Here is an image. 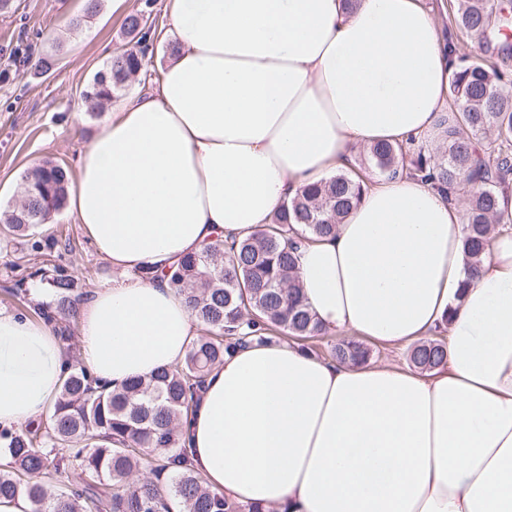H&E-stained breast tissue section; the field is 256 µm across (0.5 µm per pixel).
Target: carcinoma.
I'll use <instances>...</instances> for the list:
<instances>
[{"label":"carcinoma","mask_w":512,"mask_h":512,"mask_svg":"<svg viewBox=\"0 0 512 512\" xmlns=\"http://www.w3.org/2000/svg\"><path fill=\"white\" fill-rule=\"evenodd\" d=\"M453 22L474 38L484 53H512V0H456ZM151 3L125 19L133 44L113 52L106 69L97 73L83 95L103 108L126 95L141 71L155 36L149 22ZM452 74L448 98L451 117L446 148L435 158L416 145L378 142L368 150L367 165L381 175L406 169L419 174L443 194L469 181L481 183L469 194L465 212V256L477 269L485 258L496 219V190L512 176V72L479 55L459 51L449 42ZM367 185L360 177L340 172L306 186L284 203L273 223L243 238L216 241L155 277L165 279L182 295L206 334L190 345L184 362L162 369L146 380L119 390L97 383L84 367L73 366L48 411L47 427L30 425L21 433L0 431V451L12 459V471L0 472V498L20 491L36 505L35 512H170V501L182 512H241L206 486L190 466L181 422L210 369L224 362V353L247 339L261 341L278 328L297 338L325 334L302 297L296 258L288 234L300 224L306 234L327 237L360 203ZM68 192L66 172L47 162L28 171L20 184L21 204L4 213L5 229L24 233L47 222ZM53 292L57 318L75 316L76 280L58 267L39 270ZM370 352L353 341L331 346L330 358L366 362ZM447 357L443 340L429 339L414 347L413 365L432 370ZM151 448L157 456H146ZM60 478L47 493L34 477L48 468ZM85 480L69 481V468ZM140 467L152 477L130 481Z\"/></svg>","instance_id":"cac0c4a2"}]
</instances>
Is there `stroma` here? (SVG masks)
Wrapping results in <instances>:
<instances>
[{"mask_svg":"<svg viewBox=\"0 0 512 512\" xmlns=\"http://www.w3.org/2000/svg\"><path fill=\"white\" fill-rule=\"evenodd\" d=\"M125 14L102 0L86 15L83 0H13L0 15V212L20 200L22 176L44 161L65 171L103 126L85 86L126 41ZM51 57L40 71L18 56ZM56 264L79 281L82 293L111 286L115 273L66 209L34 231L0 233V309L39 318L52 301L40 268Z\"/></svg>","mask_w":512,"mask_h":512,"instance_id":"obj_1","label":"stroma"}]
</instances>
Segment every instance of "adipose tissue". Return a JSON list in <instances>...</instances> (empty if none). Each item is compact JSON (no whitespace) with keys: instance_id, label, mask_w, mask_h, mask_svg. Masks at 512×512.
Masks as SVG:
<instances>
[{"instance_id":"ef3b65f1","label":"adipose tissue","mask_w":512,"mask_h":512,"mask_svg":"<svg viewBox=\"0 0 512 512\" xmlns=\"http://www.w3.org/2000/svg\"><path fill=\"white\" fill-rule=\"evenodd\" d=\"M156 88L80 152L69 210L117 276L79 299L80 357L113 389L183 362L203 325L140 278L271 223L356 147L444 140L449 51L423 0H167ZM468 268L461 208L407 174L303 243L326 331L385 347L448 333L430 371L342 364L277 342L224 355L188 416L192 468L247 512H512V181ZM72 357L0 310V426L56 398Z\"/></svg>"}]
</instances>
